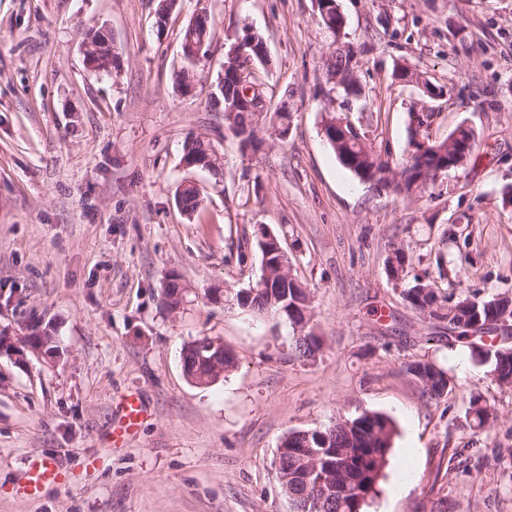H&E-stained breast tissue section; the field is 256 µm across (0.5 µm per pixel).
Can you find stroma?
<instances>
[{
	"instance_id": "obj_1",
	"label": "stroma",
	"mask_w": 512,
	"mask_h": 512,
	"mask_svg": "<svg viewBox=\"0 0 512 512\" xmlns=\"http://www.w3.org/2000/svg\"><path fill=\"white\" fill-rule=\"evenodd\" d=\"M158 0H0V335L52 325L63 355L0 357V512H293L275 477L282 439L365 411L396 432L364 512H512V386L491 382L469 348L403 296L422 280L457 295L512 294V0H338L340 36L317 0H179L165 27ZM214 22L191 93L175 75L181 35ZM106 27L119 56L106 76L84 61L83 32ZM267 43L255 77L286 139L242 149L209 100L237 38ZM351 48L359 96L327 80L324 62ZM406 66L439 95L399 80ZM347 119L400 169L413 132L442 141L459 124L475 151L422 193L359 181L322 131ZM430 116L418 129L413 113ZM206 137L221 175L185 168L183 143ZM198 183L183 215L176 190ZM280 237L310 292L323 346L297 360L274 315L212 301L208 290L262 274L257 229ZM408 257L399 279L386 260ZM187 286L162 304L170 276ZM223 339L235 369L208 386L185 376L187 342ZM448 374L429 398L407 365ZM144 419L113 445L121 403ZM490 419L472 426L469 400ZM41 457L66 485L34 500L16 489Z\"/></svg>"
}]
</instances>
